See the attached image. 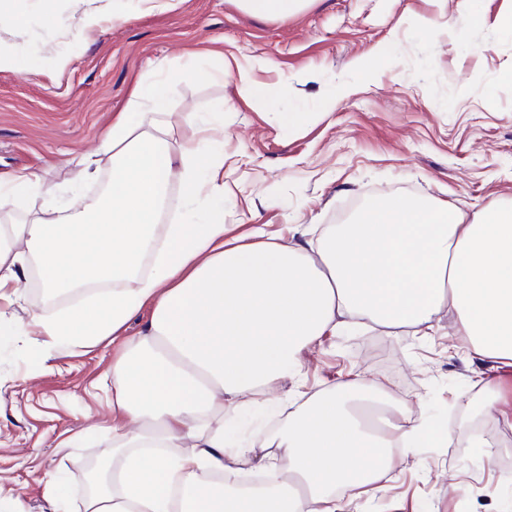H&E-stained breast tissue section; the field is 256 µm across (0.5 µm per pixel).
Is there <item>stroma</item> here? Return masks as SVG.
I'll list each match as a JSON object with an SVG mask.
<instances>
[{"instance_id": "35a3bbf8", "label": "stroma", "mask_w": 512, "mask_h": 512, "mask_svg": "<svg viewBox=\"0 0 512 512\" xmlns=\"http://www.w3.org/2000/svg\"><path fill=\"white\" fill-rule=\"evenodd\" d=\"M311 0L285 20L259 18L236 0H19L20 23L0 25V49L39 54L34 70L0 69V180L36 176L59 193L28 192L16 214L96 198L110 175L70 189L75 161L96 152L113 116L146 72L171 66L165 88L173 113L224 105V222L283 239L308 224H347L374 196L405 195L467 213L490 200L512 202V0ZM100 28L80 32L87 11ZM376 49L384 64L364 61ZM205 63H254L261 102L241 99L232 76L203 81L178 74L188 54ZM305 113L290 129L277 112ZM431 335L388 336L377 327L322 337L302 355L300 381L276 384L280 398L338 385L355 374L385 387L414 418L437 419L453 439L444 447L395 450L384 489L339 498L347 512H512V473L486 466L459 422L477 426L496 451L512 449L500 421L512 411V370L500 371L495 407L474 381L481 363L455 318L440 312ZM117 348L64 353L34 368L27 350L0 330V512H42L49 476L63 470L71 505L86 493L80 465L107 459L112 441V361ZM88 434L70 459L58 445Z\"/></svg>"}]
</instances>
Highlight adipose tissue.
Wrapping results in <instances>:
<instances>
[{
	"mask_svg": "<svg viewBox=\"0 0 512 512\" xmlns=\"http://www.w3.org/2000/svg\"><path fill=\"white\" fill-rule=\"evenodd\" d=\"M100 152L112 182L70 223H15L17 191L31 178L0 188V299L23 301L33 271L47 293L90 291L62 312L31 313L17 335L42 363L102 344L124 350L112 364V457L80 512H344L337 487L378 491L392 449L449 436L404 410L367 430L359 407L388 395L358 376L289 399L287 427L265 441V486L220 481L248 462L242 441L224 433L225 404L255 403L296 379L305 350L356 322L426 335L446 308L484 364L478 385L512 367V204L492 201L469 218L370 198L319 240L258 230L243 241L224 222L223 113L171 120L153 71ZM174 181L198 222L163 223Z\"/></svg>",
	"mask_w": 512,
	"mask_h": 512,
	"instance_id": "adipose-tissue-1",
	"label": "adipose tissue"
}]
</instances>
